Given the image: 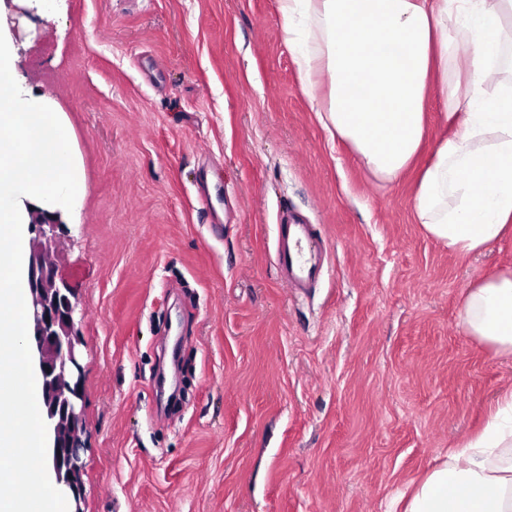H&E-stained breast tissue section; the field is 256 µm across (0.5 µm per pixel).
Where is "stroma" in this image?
Segmentation results:
<instances>
[{
	"label": "stroma",
	"instance_id": "obj_1",
	"mask_svg": "<svg viewBox=\"0 0 512 512\" xmlns=\"http://www.w3.org/2000/svg\"><path fill=\"white\" fill-rule=\"evenodd\" d=\"M0 31L86 179L61 266L84 512H386L512 390V356L461 324L512 237L449 251L416 170L377 182L329 139L278 0H55ZM285 212L329 253L315 287L274 267Z\"/></svg>",
	"mask_w": 512,
	"mask_h": 512
}]
</instances>
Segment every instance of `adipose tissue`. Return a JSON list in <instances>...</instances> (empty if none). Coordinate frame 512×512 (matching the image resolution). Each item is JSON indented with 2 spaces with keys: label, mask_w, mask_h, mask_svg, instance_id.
Masks as SVG:
<instances>
[{
  "label": "adipose tissue",
  "mask_w": 512,
  "mask_h": 512,
  "mask_svg": "<svg viewBox=\"0 0 512 512\" xmlns=\"http://www.w3.org/2000/svg\"><path fill=\"white\" fill-rule=\"evenodd\" d=\"M279 11L312 110L377 180L407 171L442 93L454 132L414 189L432 238L468 254L512 234V0H279ZM461 320L512 356V269L467 288ZM389 512H512V391Z\"/></svg>",
  "instance_id": "1"
}]
</instances>
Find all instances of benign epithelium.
Listing matches in <instances>:
<instances>
[{
	"label": "benign epithelium",
	"mask_w": 512,
	"mask_h": 512,
	"mask_svg": "<svg viewBox=\"0 0 512 512\" xmlns=\"http://www.w3.org/2000/svg\"><path fill=\"white\" fill-rule=\"evenodd\" d=\"M28 265V316L38 353L45 423L52 438L51 461L57 484L83 512L84 424L82 341L75 331L76 294L57 283L59 244L68 227L57 214L43 211L31 224Z\"/></svg>",
	"instance_id": "obj_1"
}]
</instances>
